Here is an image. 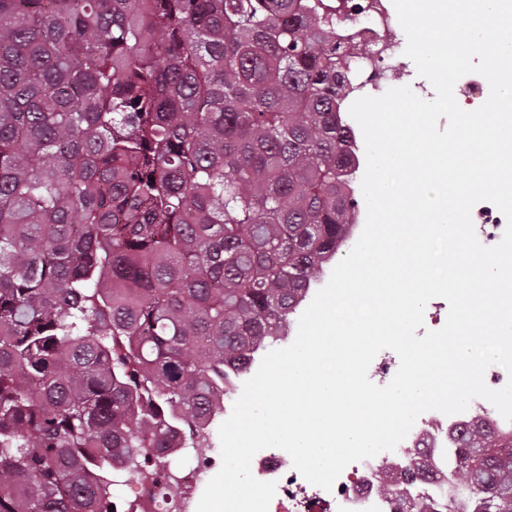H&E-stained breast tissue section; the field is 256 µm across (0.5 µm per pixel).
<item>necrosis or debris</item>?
I'll return each instance as SVG.
<instances>
[{
  "label": "necrosis or debris",
  "mask_w": 512,
  "mask_h": 512,
  "mask_svg": "<svg viewBox=\"0 0 512 512\" xmlns=\"http://www.w3.org/2000/svg\"><path fill=\"white\" fill-rule=\"evenodd\" d=\"M336 32L352 54L354 68L368 70L372 89H379L399 73L398 56L403 37L396 25L392 0H335ZM486 425L512 431L506 420L487 400H472L464 412L446 415L431 410L423 413L407 437L390 452L401 462L393 478L403 488L406 502L414 512H428L430 504L463 502L459 486L448 475V455L453 436L466 425ZM163 448L146 451L147 462L136 478L132 495L110 494L114 512H156L164 504L167 512H196L198 492L212 478L214 457L194 459L187 467L175 469ZM251 471L261 481L277 484L268 512H395V501L380 495V460L372 458L349 464L334 484L324 490L308 483L294 468L290 455L279 448L259 451Z\"/></svg>",
  "instance_id": "obj_1"
}]
</instances>
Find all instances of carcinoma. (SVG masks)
Here are the masks:
<instances>
[{
    "label": "carcinoma",
    "instance_id": "carcinoma-1",
    "mask_svg": "<svg viewBox=\"0 0 512 512\" xmlns=\"http://www.w3.org/2000/svg\"><path fill=\"white\" fill-rule=\"evenodd\" d=\"M330 0H0V512H112L336 255L359 201ZM462 429L469 512L512 455Z\"/></svg>",
    "mask_w": 512,
    "mask_h": 512
}]
</instances>
